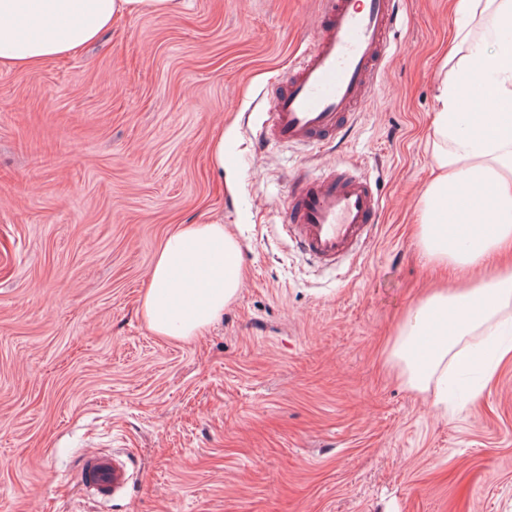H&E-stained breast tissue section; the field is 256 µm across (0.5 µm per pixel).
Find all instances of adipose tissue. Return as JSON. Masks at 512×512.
Segmentation results:
<instances>
[{
  "mask_svg": "<svg viewBox=\"0 0 512 512\" xmlns=\"http://www.w3.org/2000/svg\"><path fill=\"white\" fill-rule=\"evenodd\" d=\"M174 0H0V67L36 68L78 52L118 14L166 12ZM458 27L442 66L430 139L437 174L419 203L427 260L451 268L454 288L422 297L398 325L388 360L410 390L448 396V375L472 362L473 340L495 335L512 307V0H456ZM490 112L460 128L475 101ZM489 277L473 280L479 268ZM243 277L237 240L219 223L180 224L156 253L140 313L159 336L188 340L219 319Z\"/></svg>",
  "mask_w": 512,
  "mask_h": 512,
  "instance_id": "obj_1",
  "label": "adipose tissue"
}]
</instances>
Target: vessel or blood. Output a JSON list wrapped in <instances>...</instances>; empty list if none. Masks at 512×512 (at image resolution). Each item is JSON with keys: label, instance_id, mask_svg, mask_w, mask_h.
Segmentation results:
<instances>
[{"label": "vessel or blood", "instance_id": "b4317fda", "mask_svg": "<svg viewBox=\"0 0 512 512\" xmlns=\"http://www.w3.org/2000/svg\"><path fill=\"white\" fill-rule=\"evenodd\" d=\"M394 0H323L313 47L268 110L264 134L286 144L336 140L390 53ZM381 199L360 175L327 167L317 178L290 186L285 230L319 264L333 266L370 239ZM85 495L109 500L129 483L113 454L86 452L78 470Z\"/></svg>", "mask_w": 512, "mask_h": 512}]
</instances>
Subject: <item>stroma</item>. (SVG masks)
Listing matches in <instances>:
<instances>
[{
	"instance_id": "35a3bbf8",
	"label": "stroma",
	"mask_w": 512,
	"mask_h": 512,
	"mask_svg": "<svg viewBox=\"0 0 512 512\" xmlns=\"http://www.w3.org/2000/svg\"><path fill=\"white\" fill-rule=\"evenodd\" d=\"M453 2L399 0L397 50L337 146L260 134L321 0H181L0 69V512H512V360L444 405L386 361L453 280L416 236ZM329 164L382 200L336 269L283 231L291 181ZM212 222L241 246L236 300L196 338L155 335L139 297L160 243ZM90 450L128 460L112 502L78 491Z\"/></svg>"
}]
</instances>
